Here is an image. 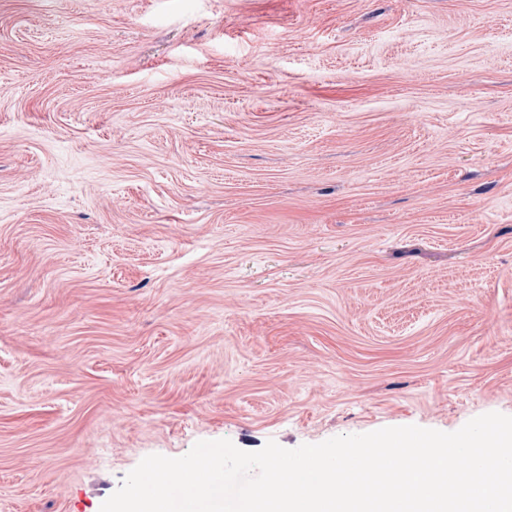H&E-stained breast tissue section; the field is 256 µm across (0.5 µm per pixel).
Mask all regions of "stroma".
<instances>
[{
	"instance_id": "stroma-1",
	"label": "stroma",
	"mask_w": 512,
	"mask_h": 512,
	"mask_svg": "<svg viewBox=\"0 0 512 512\" xmlns=\"http://www.w3.org/2000/svg\"><path fill=\"white\" fill-rule=\"evenodd\" d=\"M490 412L512 0H0V512Z\"/></svg>"
}]
</instances>
